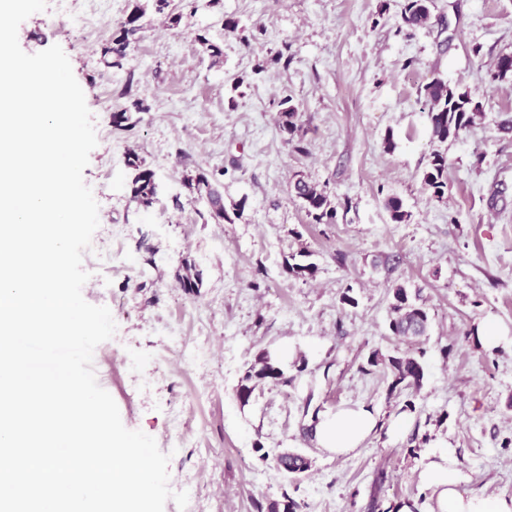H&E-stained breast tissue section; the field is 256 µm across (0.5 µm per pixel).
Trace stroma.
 Masks as SVG:
<instances>
[{"label": "stroma", "mask_w": 512, "mask_h": 512, "mask_svg": "<svg viewBox=\"0 0 512 512\" xmlns=\"http://www.w3.org/2000/svg\"><path fill=\"white\" fill-rule=\"evenodd\" d=\"M405 3L198 0L175 28L149 14L119 69L101 48L133 0L75 30L56 29L44 11L19 27L26 53L57 44L68 56L98 139L84 171L99 204L95 235L122 231L111 265L82 289L117 325L94 351L97 382L126 428L170 454L171 489L190 480L201 512H267L285 495L302 512L408 502L428 512L433 491L417 467L438 442L465 476L461 493L512 494V135L496 126L512 110V81L488 73L512 53V0H431L432 23L420 29L403 25ZM228 18L236 30H225ZM199 34L223 48V63L200 52ZM283 49L286 65L275 60ZM435 79L485 107L459 140L430 139L421 90ZM285 97L306 153L277 127ZM136 99L145 109L134 127L114 129L113 112ZM130 149L154 173L157 202L146 211L131 199ZM437 150L448 157L441 201L422 184ZM199 170L221 172L224 203H244L241 219H210L183 181ZM298 174L325 187L335 223H309L289 192ZM389 197L408 223H391ZM303 246L318 267L307 280L287 271ZM186 259L201 273L191 294L178 280ZM396 283L419 291L432 326L413 422L394 436L403 400L388 397L383 372L359 366L398 346L388 330ZM346 291L356 306L340 304ZM488 321L505 331L496 348L465 339ZM265 349L290 362L305 354V367L290 365L288 384L266 383L240 404V380ZM355 404L376 412L375 435L342 457L318 448V416ZM287 450L312 461L299 479L275 465Z\"/></svg>", "instance_id": "stroma-1"}]
</instances>
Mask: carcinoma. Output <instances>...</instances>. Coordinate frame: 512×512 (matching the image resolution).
<instances>
[{"instance_id": "cac0c4a2", "label": "carcinoma", "mask_w": 512, "mask_h": 512, "mask_svg": "<svg viewBox=\"0 0 512 512\" xmlns=\"http://www.w3.org/2000/svg\"><path fill=\"white\" fill-rule=\"evenodd\" d=\"M146 8L135 5L125 20L121 21L112 37V45L102 49V57L106 66L122 68L123 60L127 56L130 37L144 28ZM431 19L429 0H407L401 13L404 26L413 29L426 25ZM196 41L204 52L212 59V64L223 62L224 51L212 43L205 35L200 34ZM492 78L503 80L512 76V54H501L494 61ZM424 105L427 109V119L431 139L445 143L450 139H458L464 132L476 124L484 116L483 105L475 103L465 92L451 88L440 79H434L423 87ZM278 128L284 135L286 142L293 148L302 152L305 147L302 139L298 138L300 126L298 125V111L292 104V99L285 97L279 102ZM126 166L134 171L131 186V198L139 207L149 209L152 207L157 191L154 174L139 153L129 150L125 157ZM184 182L191 194L197 200H202L209 207V217L217 224H232L234 219L243 215L244 204L234 208L228 213L224 206V198L217 189L219 179L213 175L199 172L188 174ZM422 183L436 200L444 199L448 191V158L445 154L435 151L422 175ZM290 193L300 200L311 224L336 223L337 208L325 192L317 184L300 176L290 184ZM385 206L390 212L391 220L396 224L408 221L409 213L403 209L401 200L391 197ZM312 251L302 247L291 255L294 263L288 265L289 272L301 277H314L317 267L308 261ZM431 323L429 309L421 299L419 292H411L402 284L393 288L392 302L389 307L388 329L391 335L400 342L413 345L421 342L427 335ZM424 350L413 353L410 350H394L384 354L380 350L371 351L365 365L360 371L365 374L372 373L380 368L387 372L391 381L388 386V395H399L404 390L416 393L421 390L427 376V366L423 361ZM266 379L288 383L284 366L281 361L266 350L260 352L245 371L237 389V398L242 405H247L256 385ZM279 466L287 474L297 476L311 467V461L295 452L278 457ZM302 505L295 499L283 494V500L273 501L268 505V512H301Z\"/></svg>"}]
</instances>
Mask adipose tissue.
Masks as SVG:
<instances>
[{
	"mask_svg": "<svg viewBox=\"0 0 512 512\" xmlns=\"http://www.w3.org/2000/svg\"><path fill=\"white\" fill-rule=\"evenodd\" d=\"M375 413L363 405L344 407L320 416L314 436L320 448L343 456L375 432ZM419 480L435 496L430 512H512V495H465L459 490L464 480L453 456L446 450L433 453L419 470Z\"/></svg>",
	"mask_w": 512,
	"mask_h": 512,
	"instance_id": "adipose-tissue-1",
	"label": "adipose tissue"
}]
</instances>
